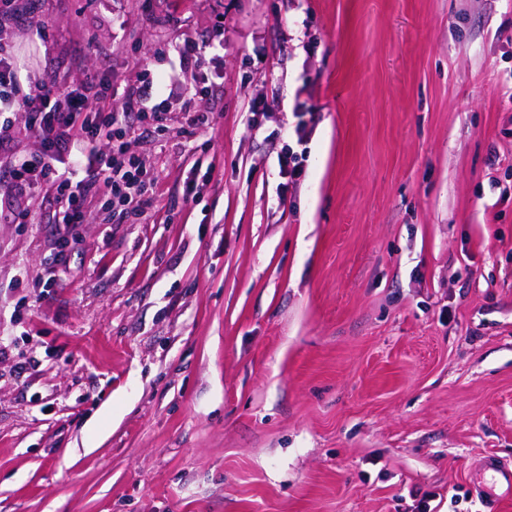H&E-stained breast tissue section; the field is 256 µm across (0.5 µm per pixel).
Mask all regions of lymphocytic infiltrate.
Instances as JSON below:
<instances>
[{
    "instance_id": "1",
    "label": "lymphocytic infiltrate",
    "mask_w": 512,
    "mask_h": 512,
    "mask_svg": "<svg viewBox=\"0 0 512 512\" xmlns=\"http://www.w3.org/2000/svg\"><path fill=\"white\" fill-rule=\"evenodd\" d=\"M133 111L112 106V84L89 77L80 87L51 81L21 83L10 35L0 28V130L9 129L10 112L29 115L27 130L41 146L34 156L16 160L6 177L19 198L49 190L66 227L87 220L86 202L107 196L112 214L121 219L145 215L153 206L156 178L128 153L127 134L133 127L153 134L164 127L165 112L156 102L152 84L126 91ZM69 170L58 173L59 159Z\"/></svg>"
}]
</instances>
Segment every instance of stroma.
<instances>
[{"mask_svg": "<svg viewBox=\"0 0 512 512\" xmlns=\"http://www.w3.org/2000/svg\"><path fill=\"white\" fill-rule=\"evenodd\" d=\"M42 15L22 78L173 80L145 216L0 220V512H512V0Z\"/></svg>", "mask_w": 512, "mask_h": 512, "instance_id": "1", "label": "stroma"}]
</instances>
